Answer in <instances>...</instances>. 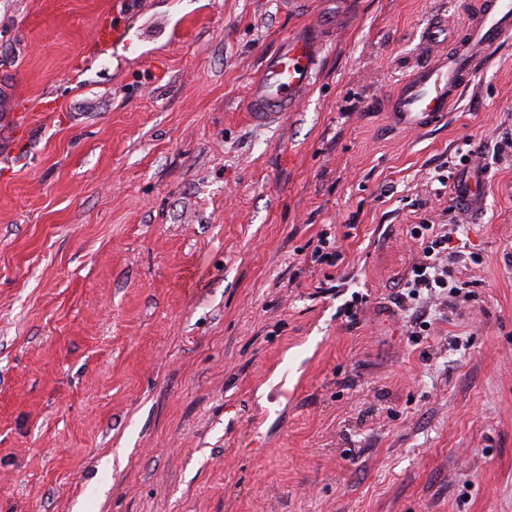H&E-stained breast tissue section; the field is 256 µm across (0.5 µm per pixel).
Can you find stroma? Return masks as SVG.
I'll list each match as a JSON object with an SVG mask.
<instances>
[{
  "mask_svg": "<svg viewBox=\"0 0 512 512\" xmlns=\"http://www.w3.org/2000/svg\"><path fill=\"white\" fill-rule=\"evenodd\" d=\"M478 7L0 0V512H512V40L444 121L389 119L424 28ZM111 20L137 52L94 45ZM310 23L313 87L251 122ZM417 224L468 249L418 337ZM485 187V173L479 168L466 169L456 181L454 198L463 211L472 213L481 205Z\"/></svg>",
  "mask_w": 512,
  "mask_h": 512,
  "instance_id": "stroma-1",
  "label": "stroma"
}]
</instances>
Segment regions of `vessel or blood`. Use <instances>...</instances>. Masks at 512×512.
<instances>
[{"instance_id":"vessel-or-blood-1","label":"vessel or blood","mask_w":512,"mask_h":512,"mask_svg":"<svg viewBox=\"0 0 512 512\" xmlns=\"http://www.w3.org/2000/svg\"><path fill=\"white\" fill-rule=\"evenodd\" d=\"M510 37L512 0H482L477 16L467 24L450 52L438 50V27L427 28L420 41L424 60L399 88L391 109L393 122L410 130H423L440 122L489 52ZM94 40L108 49L132 43L128 31L113 25L96 28ZM319 55L320 41L307 25L268 55L259 81L249 92L253 117L279 118L296 110L313 82ZM484 187L483 170L469 168L460 175L454 197L463 211H476Z\"/></svg>"}]
</instances>
